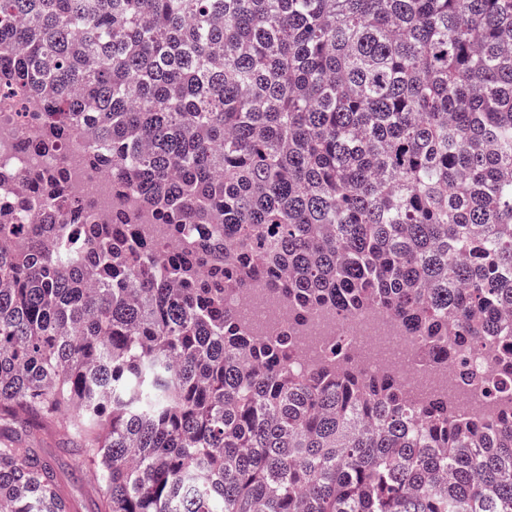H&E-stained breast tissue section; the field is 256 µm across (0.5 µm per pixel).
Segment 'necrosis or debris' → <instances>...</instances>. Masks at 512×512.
Masks as SVG:
<instances>
[{"mask_svg": "<svg viewBox=\"0 0 512 512\" xmlns=\"http://www.w3.org/2000/svg\"><path fill=\"white\" fill-rule=\"evenodd\" d=\"M29 137V126L17 125L15 120L0 115V180L10 181L17 176L28 179L63 165L70 171L71 188L78 196L97 202L101 211L111 209V175L88 169L81 163L83 155L96 147L92 139L78 136L64 153L58 154L29 149ZM304 335L306 356L300 361L301 367L311 365L322 348L341 341L361 353V364L366 371L394 368L402 374L409 392L416 393L428 386L444 390L460 415H469L477 409L488 418L496 413L495 403L487 401L484 393L491 365L488 351L492 348L504 353L512 351V336H501L492 348L469 347L455 352L457 366L453 372L430 368L416 361L410 337L395 323L373 312L339 318L320 311L310 318Z\"/></svg>", "mask_w": 512, "mask_h": 512, "instance_id": "obj_1", "label": "necrosis or debris"}]
</instances>
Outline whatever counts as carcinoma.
Wrapping results in <instances>:
<instances>
[{
    "label": "carcinoma",
    "instance_id": "carcinoma-1",
    "mask_svg": "<svg viewBox=\"0 0 512 512\" xmlns=\"http://www.w3.org/2000/svg\"><path fill=\"white\" fill-rule=\"evenodd\" d=\"M1 96L114 204L60 166L0 210V512H75L51 426L94 512H512V405L295 367L316 309L445 365L512 333V0H0ZM96 149V143L79 135L64 151L65 166L71 174V189L80 197L98 203L100 211L107 213L112 207V173H99L80 165L82 156ZM29 439L33 445L52 457L64 477L71 479V488L75 496L80 500H85L91 492V488L95 485L94 479L82 474L81 471L78 472L73 456L57 451L56 448H59V444L54 435L47 430H33Z\"/></svg>",
    "mask_w": 512,
    "mask_h": 512
}]
</instances>
